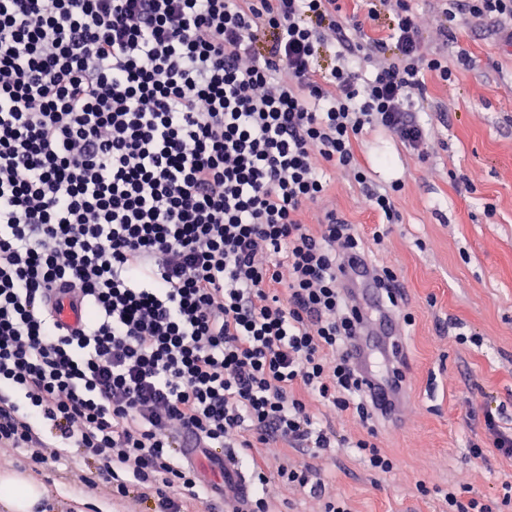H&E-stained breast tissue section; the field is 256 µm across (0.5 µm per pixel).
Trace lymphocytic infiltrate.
Listing matches in <instances>:
<instances>
[{
  "label": "lymphocytic infiltrate",
  "instance_id": "obj_1",
  "mask_svg": "<svg viewBox=\"0 0 512 512\" xmlns=\"http://www.w3.org/2000/svg\"><path fill=\"white\" fill-rule=\"evenodd\" d=\"M381 2L384 37L366 30L375 9L347 18L339 0H0L1 448L38 464L79 449L158 512L211 491L187 436L239 449L254 489L231 512H271L277 443L394 468L350 351L366 317L344 272L367 259L361 236L308 216L341 172L398 220L400 183L369 186L355 140L381 127L425 157L417 109L426 75L452 77L457 16L495 19L512 42V0L441 9L433 47L409 0ZM311 400L365 436L321 427ZM480 427L473 457H512L499 411Z\"/></svg>",
  "mask_w": 512,
  "mask_h": 512
}]
</instances>
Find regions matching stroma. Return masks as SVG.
<instances>
[{
	"label": "stroma",
	"mask_w": 512,
	"mask_h": 512,
	"mask_svg": "<svg viewBox=\"0 0 512 512\" xmlns=\"http://www.w3.org/2000/svg\"><path fill=\"white\" fill-rule=\"evenodd\" d=\"M453 30L449 57L463 49L473 64L454 68L450 81L426 80L427 157L378 130L355 144L371 183L401 182L398 223L383 226L374 242L379 218L348 176L313 207L356 225L370 260L387 262L407 286L406 402L400 425L379 424L376 439L397 465L374 473L343 448L277 450L266 486L274 512H322V499L278 476L279 467L304 465L352 512H452L446 495L463 471L462 500L512 512V458L491 448L480 458L470 453L481 435L474 414L499 407L502 424L512 425V46L490 20L479 26L461 15ZM95 467L74 449L66 461L37 464L0 448V473L19 472L44 487L42 512H154V501L138 493L85 483Z\"/></svg>",
	"instance_id": "obj_1"
}]
</instances>
